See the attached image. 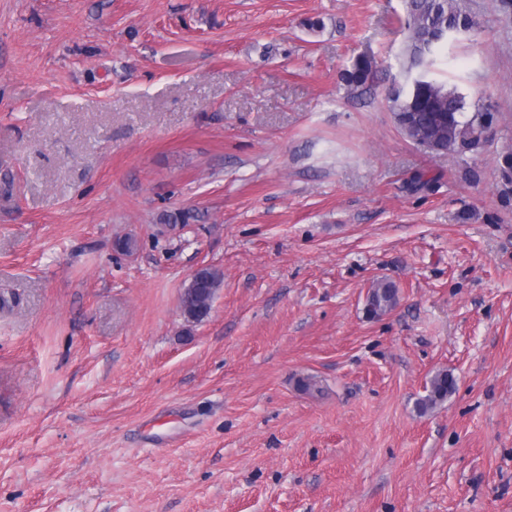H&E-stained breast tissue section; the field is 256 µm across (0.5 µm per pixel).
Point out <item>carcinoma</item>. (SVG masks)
Segmentation results:
<instances>
[{
    "label": "carcinoma",
    "instance_id": "1",
    "mask_svg": "<svg viewBox=\"0 0 512 512\" xmlns=\"http://www.w3.org/2000/svg\"><path fill=\"white\" fill-rule=\"evenodd\" d=\"M478 26L467 0H405V15L401 28L405 42L401 53L403 80L389 88L393 112H404L414 119V127L404 134L420 147L429 137L445 144L446 149L479 154L494 134V115L488 105H475L466 112L465 96L457 87L448 86L435 76L448 42ZM379 70L374 57L361 54L347 71L345 81L354 93L362 94L378 80ZM205 279L197 303L211 305L221 283L217 271H204ZM368 311L373 315L392 309L398 301L394 284L379 280L368 293ZM455 390V380L440 372L430 380L428 394L418 402L421 411L434 409Z\"/></svg>",
    "mask_w": 512,
    "mask_h": 512
}]
</instances>
